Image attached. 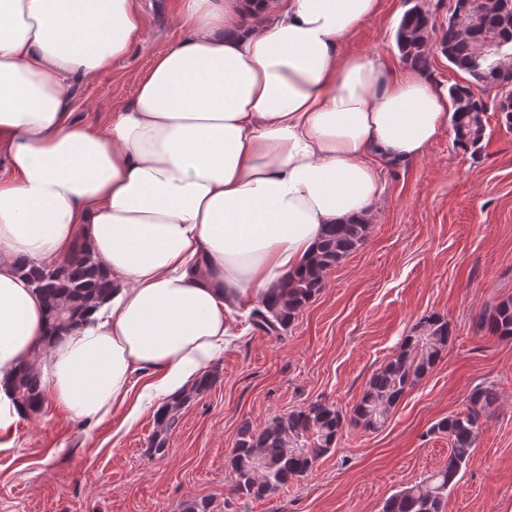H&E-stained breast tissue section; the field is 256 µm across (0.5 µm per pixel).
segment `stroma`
<instances>
[{
	"instance_id": "stroma-1",
	"label": "stroma",
	"mask_w": 512,
	"mask_h": 512,
	"mask_svg": "<svg viewBox=\"0 0 512 512\" xmlns=\"http://www.w3.org/2000/svg\"><path fill=\"white\" fill-rule=\"evenodd\" d=\"M177 0H142V38L112 70L74 87L78 119L104 124L130 102L153 57L185 34ZM405 0L377 13L346 41L348 51L401 55L395 33ZM481 155L445 132L426 156L378 161L383 192L365 243L325 275L321 293L282 338L247 315L215 361L219 379L182 409L164 454L149 451L151 413L100 424L70 419L52 404L21 418L0 450V512H181L205 499L225 512L226 458L243 422L322 399L348 411L370 377L399 351L422 318L437 314L452 334L433 370L409 389L376 431L347 426L309 476L236 512H381L385 500L448 462L439 419L465 410L471 390L501 399L444 512H512V340L477 332L479 316L512 294V131L491 125Z\"/></svg>"
}]
</instances>
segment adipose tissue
Here are the masks:
<instances>
[{
  "mask_svg": "<svg viewBox=\"0 0 512 512\" xmlns=\"http://www.w3.org/2000/svg\"><path fill=\"white\" fill-rule=\"evenodd\" d=\"M377 7L182 0L187 35L91 126L72 80L139 42L140 0H0V439L25 412L26 366L88 422L178 396L222 355L231 313L303 269L326 225L370 222L377 160L422 158L448 126L447 87L342 52ZM80 242L112 298L50 344L18 266Z\"/></svg>",
  "mask_w": 512,
  "mask_h": 512,
  "instance_id": "obj_1",
  "label": "adipose tissue"
}]
</instances>
